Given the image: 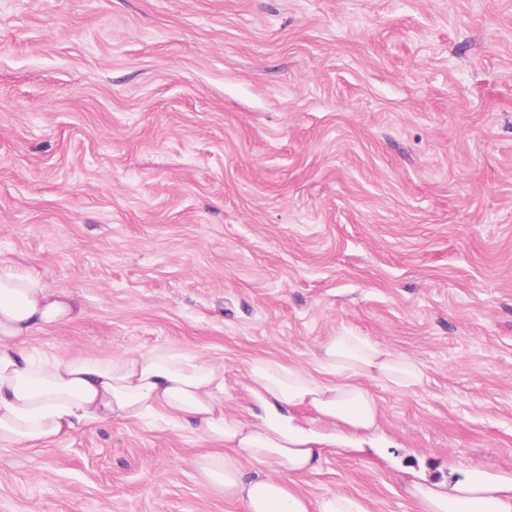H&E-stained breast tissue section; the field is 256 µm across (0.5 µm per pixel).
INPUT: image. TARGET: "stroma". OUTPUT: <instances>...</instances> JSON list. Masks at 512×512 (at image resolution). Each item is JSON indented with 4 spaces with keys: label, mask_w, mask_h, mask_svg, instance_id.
Listing matches in <instances>:
<instances>
[{
    "label": "stroma",
    "mask_w": 512,
    "mask_h": 512,
    "mask_svg": "<svg viewBox=\"0 0 512 512\" xmlns=\"http://www.w3.org/2000/svg\"><path fill=\"white\" fill-rule=\"evenodd\" d=\"M0 263L76 291L35 359L166 349L312 367L349 330L421 386L309 501L419 512L512 480V0H0ZM163 412L0 447V512H244ZM317 512H360L356 502L347 496L331 494L322 497L316 506Z\"/></svg>",
    "instance_id": "35a3bbf8"
}]
</instances>
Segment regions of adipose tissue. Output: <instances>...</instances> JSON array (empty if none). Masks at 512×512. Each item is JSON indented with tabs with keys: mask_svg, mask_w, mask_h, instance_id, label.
Segmentation results:
<instances>
[{
	"mask_svg": "<svg viewBox=\"0 0 512 512\" xmlns=\"http://www.w3.org/2000/svg\"><path fill=\"white\" fill-rule=\"evenodd\" d=\"M82 312L77 293L0 267V446L35 447L89 423L136 420L160 406L182 428L223 443L224 453L201 457L195 466L202 483L242 500L246 512H360L352 498L338 494L309 505L275 480L247 477L239 460L311 471L323 446L337 439L290 426L289 408L307 403L324 419L354 432L369 431L378 425L380 406L366 380L411 389L424 379L410 358L344 331L320 346L311 370L252 360L246 388L265 408L253 421L225 412L223 366L182 354L157 350L109 360L31 359L24 347L29 336ZM412 494L420 512H512V486L488 479L449 495L427 485L414 487Z\"/></svg>",
	"mask_w": 512,
	"mask_h": 512,
	"instance_id": "ef3b65f1",
	"label": "adipose tissue"
}]
</instances>
